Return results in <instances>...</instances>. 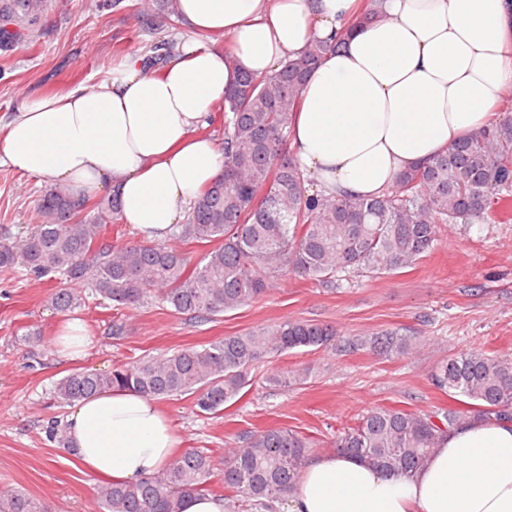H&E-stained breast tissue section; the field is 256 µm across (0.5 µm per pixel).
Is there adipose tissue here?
<instances>
[{"instance_id":"adipose-tissue-1","label":"adipose tissue","mask_w":512,"mask_h":512,"mask_svg":"<svg viewBox=\"0 0 512 512\" xmlns=\"http://www.w3.org/2000/svg\"><path fill=\"white\" fill-rule=\"evenodd\" d=\"M360 0H177L186 31L162 70L135 51L61 95L21 94L0 124V163L75 197L115 191L125 223L162 239L224 173L223 142L199 136L235 70L264 75L353 23ZM305 82L288 147L320 192L374 197L504 112L512 0H373ZM231 40L233 58L202 43ZM81 469L114 481L159 474L178 438L156 400L94 395L68 418ZM289 512H512V423L451 432L409 476L335 451L308 460Z\"/></svg>"}]
</instances>
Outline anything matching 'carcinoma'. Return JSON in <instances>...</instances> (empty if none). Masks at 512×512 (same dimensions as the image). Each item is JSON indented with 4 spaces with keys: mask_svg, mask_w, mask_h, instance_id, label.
<instances>
[{
    "mask_svg": "<svg viewBox=\"0 0 512 512\" xmlns=\"http://www.w3.org/2000/svg\"><path fill=\"white\" fill-rule=\"evenodd\" d=\"M46 0H0V48L14 46L37 26ZM176 13V0H145L141 21ZM342 43L314 42L266 75L236 74L224 104V177L194 202L186 223L168 244L101 240L118 220L116 200L85 213L86 200L62 188L37 204L39 224L24 239L0 237V272L49 278V305L61 314L81 307L83 290L117 307L135 309L157 296L177 315L212 321L262 297L290 272L322 285L344 273L395 272L430 253L437 225L468 223L490 212L512 221V113L454 144L432 161L402 172L380 197L336 198L309 193L307 179L287 149L288 125L302 87L327 52ZM216 242L199 257L180 244ZM336 337L328 324L285 320L226 336L160 358L109 371H75L59 379L52 398L60 405L100 392L135 390L163 399L194 396L202 412L216 414L250 385L251 372L274 355L326 346ZM398 331L351 336L349 350L393 357L412 350ZM307 372L286 370L265 378L274 388L301 384ZM433 384L467 409L434 411L376 408L336 435L334 448L393 475L422 467L448 432L474 420H512V362L481 349L448 357ZM310 440L288 428L251 432L231 451L221 481L247 499L250 512H274L299 482ZM210 456L189 448L162 473L97 488V512H183L185 498L212 492ZM0 512H52L50 504L21 490L0 491Z\"/></svg>",
    "mask_w": 512,
    "mask_h": 512,
    "instance_id": "cac0c4a2",
    "label": "carcinoma"
}]
</instances>
